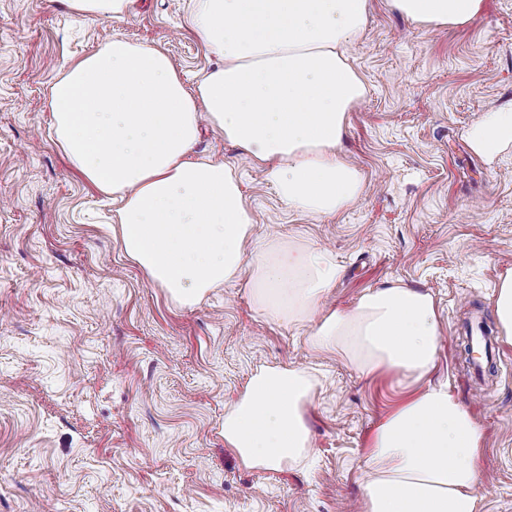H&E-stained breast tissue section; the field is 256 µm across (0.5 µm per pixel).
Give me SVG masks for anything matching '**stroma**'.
<instances>
[{
	"label": "stroma",
	"instance_id": "35a3bbf8",
	"mask_svg": "<svg viewBox=\"0 0 512 512\" xmlns=\"http://www.w3.org/2000/svg\"><path fill=\"white\" fill-rule=\"evenodd\" d=\"M189 0H135L122 18L60 0H0V512H361L369 439L399 396L313 353L308 324L257 311L250 277L174 305L121 249L110 196L57 146L50 88L112 34L164 49L188 85L215 65ZM367 94L340 156L361 199L330 216L289 212L237 148L203 129L200 155L232 165L258 242L326 251L342 274L323 300L348 308L396 280L430 294L437 370L483 436L482 512H512V343L477 382L459 326L494 313L512 270V144L472 132L512 108V0L458 28L417 29L371 0L351 47ZM288 366L318 377L308 464L249 468L224 444V412L249 378Z\"/></svg>",
	"mask_w": 512,
	"mask_h": 512
}]
</instances>
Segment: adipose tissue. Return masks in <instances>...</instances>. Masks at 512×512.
Returning a JSON list of instances; mask_svg holds the SVG:
<instances>
[{"label":"adipose tissue","mask_w":512,"mask_h":512,"mask_svg":"<svg viewBox=\"0 0 512 512\" xmlns=\"http://www.w3.org/2000/svg\"><path fill=\"white\" fill-rule=\"evenodd\" d=\"M483 0H388L421 29L472 23ZM369 0H192L188 22L219 65L187 87L162 50L109 37L72 63L48 98L71 168L118 201L125 255L179 306L250 274L262 313L310 323L315 351L362 375L393 372L416 389L377 426L364 461V512H481L482 434L435 367L430 295L397 282L349 309L322 311L340 268L318 250L252 245L254 215L235 169L196 156L202 123L261 169L289 209L319 217L356 202L364 174L338 155L366 84L348 49ZM308 373H255L224 414V443L249 468L278 471L313 448Z\"/></svg>","instance_id":"ef3b65f1"}]
</instances>
